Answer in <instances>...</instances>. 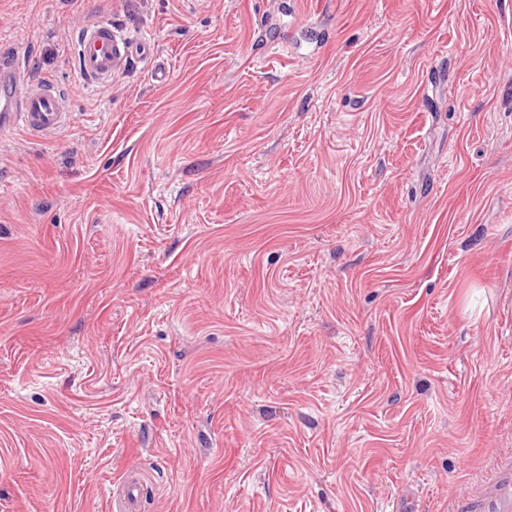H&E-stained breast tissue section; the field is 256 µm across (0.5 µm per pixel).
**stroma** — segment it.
I'll return each instance as SVG.
<instances>
[{
    "label": "stroma",
    "mask_w": 512,
    "mask_h": 512,
    "mask_svg": "<svg viewBox=\"0 0 512 512\" xmlns=\"http://www.w3.org/2000/svg\"><path fill=\"white\" fill-rule=\"evenodd\" d=\"M154 47L104 85L74 34ZM0 512H462L512 457V0H0ZM165 69L166 81L152 71ZM66 91L49 82L33 79L13 61H0V131L23 128L47 134L69 120ZM142 482L136 473H129L122 482L120 493L113 499L115 512H135L141 495Z\"/></svg>",
    "instance_id": "obj_1"
}]
</instances>
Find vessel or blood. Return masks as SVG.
Masks as SVG:
<instances>
[{
  "label": "vessel or blood",
  "mask_w": 512,
  "mask_h": 512,
  "mask_svg": "<svg viewBox=\"0 0 512 512\" xmlns=\"http://www.w3.org/2000/svg\"><path fill=\"white\" fill-rule=\"evenodd\" d=\"M150 60L146 42L120 34L106 23L82 27L76 37L77 70L96 84L109 82L129 60ZM69 120L67 93L55 84L33 79L27 69L13 61H0V131L23 128L47 134ZM142 482L127 474L112 502L114 512H136ZM475 512H512V461L501 464L496 477L474 504Z\"/></svg>",
  "instance_id": "1"
}]
</instances>
